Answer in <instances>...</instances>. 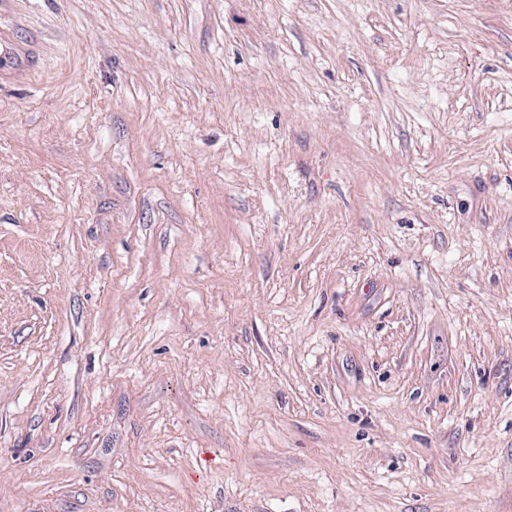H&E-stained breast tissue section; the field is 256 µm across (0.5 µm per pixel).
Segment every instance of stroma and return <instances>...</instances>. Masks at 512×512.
Masks as SVG:
<instances>
[{"label": "stroma", "mask_w": 512, "mask_h": 512, "mask_svg": "<svg viewBox=\"0 0 512 512\" xmlns=\"http://www.w3.org/2000/svg\"><path fill=\"white\" fill-rule=\"evenodd\" d=\"M0 512H512V0H0Z\"/></svg>", "instance_id": "35a3bbf8"}]
</instances>
